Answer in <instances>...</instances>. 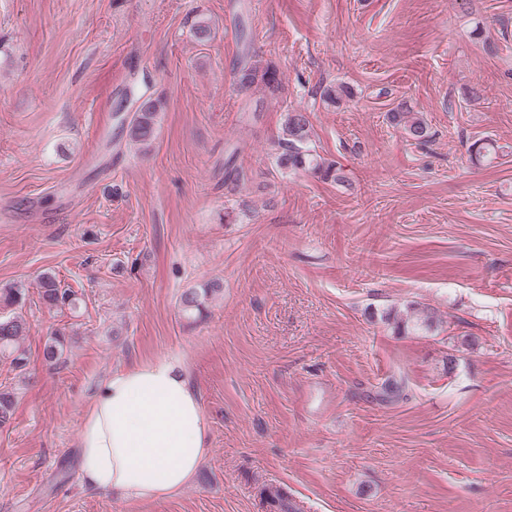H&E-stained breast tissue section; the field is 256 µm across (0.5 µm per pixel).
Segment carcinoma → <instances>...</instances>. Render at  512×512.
<instances>
[{
    "label": "carcinoma",
    "instance_id": "carcinoma-1",
    "mask_svg": "<svg viewBox=\"0 0 512 512\" xmlns=\"http://www.w3.org/2000/svg\"><path fill=\"white\" fill-rule=\"evenodd\" d=\"M260 82L272 92L280 88L277 70L269 63L261 64L258 61L246 62L240 68L235 85L238 90L249 89L254 83ZM138 106L132 115L121 119V124L127 125L130 139L147 150L153 144L158 134V101L151 98H137ZM391 123L403 128L406 135L417 143H425L432 138L431 128L424 118L408 110L407 105L400 103L387 113ZM310 136V121L307 113L293 111L283 129L282 152L277 157V166L284 172L308 171L325 182L338 184L343 182L336 164L327 162L311 153L306 148ZM40 297L44 304L51 308H73L76 306V295L63 287L56 276L50 272L41 274L39 279ZM220 290L216 282H209L196 288H189L182 292L179 306L183 315L192 319L201 314L209 299ZM25 301V289L14 284L0 288V305L5 308L19 307ZM395 329L399 332L412 330H430L437 322V313L428 308L423 315L415 320L402 318L398 314L392 315ZM26 335V322L16 313L0 314V355L11 358L12 364L19 370L28 365L26 351L21 348L20 340ZM65 337L60 332L52 333L44 347V359L53 365L61 359L64 352ZM14 393L0 390V428L10 426L14 415Z\"/></svg>",
    "mask_w": 512,
    "mask_h": 512
}]
</instances>
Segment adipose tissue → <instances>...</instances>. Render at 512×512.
<instances>
[{
  "label": "adipose tissue",
  "mask_w": 512,
  "mask_h": 512,
  "mask_svg": "<svg viewBox=\"0 0 512 512\" xmlns=\"http://www.w3.org/2000/svg\"><path fill=\"white\" fill-rule=\"evenodd\" d=\"M209 452L208 424L184 360L159 356L112 371L82 415V483L148 502L188 485Z\"/></svg>",
  "instance_id": "obj_1"
}]
</instances>
